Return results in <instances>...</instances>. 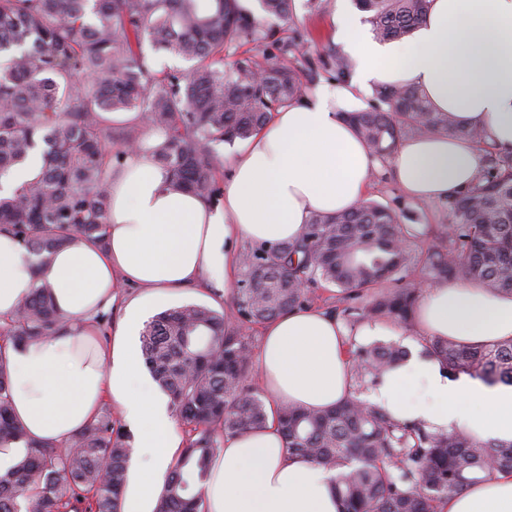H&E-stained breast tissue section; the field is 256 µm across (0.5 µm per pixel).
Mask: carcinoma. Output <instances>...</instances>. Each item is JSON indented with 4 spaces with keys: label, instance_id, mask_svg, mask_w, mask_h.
I'll list each match as a JSON object with an SVG mask.
<instances>
[{
    "label": "carcinoma",
    "instance_id": "obj_1",
    "mask_svg": "<svg viewBox=\"0 0 512 512\" xmlns=\"http://www.w3.org/2000/svg\"><path fill=\"white\" fill-rule=\"evenodd\" d=\"M0 0V176L40 151L33 181L0 196L6 226L45 263L78 241L103 243L112 161L144 147L146 130L164 141L144 147L170 186L212 204L224 187L218 147L244 141L271 113L301 99L308 85L290 57L299 43L268 23H291L294 0ZM379 40H401L424 20L429 0H357ZM252 42L271 46L224 67V55ZM191 63L188 73L154 72L143 45ZM378 105L343 113L372 153L390 158L407 138L446 131L476 143L484 167L469 190L446 198L441 243L420 251L392 208L374 202L315 214L302 238L251 247L239 258L238 322L194 303L169 308L141 336L145 367L188 427L154 512H204L203 487L224 438L267 420L266 399L247 381L254 346L245 325L309 307L311 286L337 288L334 313L349 330L365 320L413 324L421 288L405 284L413 261L434 282L474 281L512 294V152L482 131L435 110L412 86L380 87ZM134 112L118 127L108 114ZM67 322L51 286L38 284L0 323V340L51 338ZM424 352L453 375L512 385V339L466 344L424 338ZM397 343L350 337L354 379L377 382L404 361ZM11 370L0 352V452L25 454L0 470V512H123L132 448L103 413L64 447L30 438L13 414ZM288 451L336 472L341 512H438L448 495L512 470V441L480 440L462 429L432 431L356 399L322 411L277 410Z\"/></svg>",
    "mask_w": 512,
    "mask_h": 512
}]
</instances>
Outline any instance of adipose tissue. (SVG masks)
I'll list each match as a JSON object with an SVG mask.
<instances>
[{
    "mask_svg": "<svg viewBox=\"0 0 512 512\" xmlns=\"http://www.w3.org/2000/svg\"><path fill=\"white\" fill-rule=\"evenodd\" d=\"M333 23L355 61L350 78L320 85L270 122L233 157L224 196L214 205L170 190L150 155L131 151L112 175L106 244L82 243L45 265L0 229V318L12 315L40 282L69 321L57 336L6 344L10 398L31 437L59 446L104 402L135 435L134 493L126 512H149L158 481L181 446L164 400L141 373L134 338L154 305L203 276L231 283L237 243L299 239L313 214L350 209L364 198L376 158L339 111L375 86L413 85L440 111L479 127L512 151V0H430L412 39L381 43L358 16L338 9ZM410 198L429 203L472 185L484 165L474 144L445 132L402 142L390 158ZM126 300L111 343L98 341L97 317L120 284ZM414 328L484 344L512 339V295L474 283L423 289ZM348 329L328 311L307 308L266 323L257 350L259 380L274 403L322 410L355 395ZM367 403L433 430L465 429L512 440V385H489L415 354L387 373ZM334 472L289 454L275 423L229 437L204 489L205 512H339ZM441 512H512V472L496 471L450 494Z\"/></svg>",
    "mask_w": 512,
    "mask_h": 512,
    "instance_id": "ef3b65f1",
    "label": "adipose tissue"
}]
</instances>
